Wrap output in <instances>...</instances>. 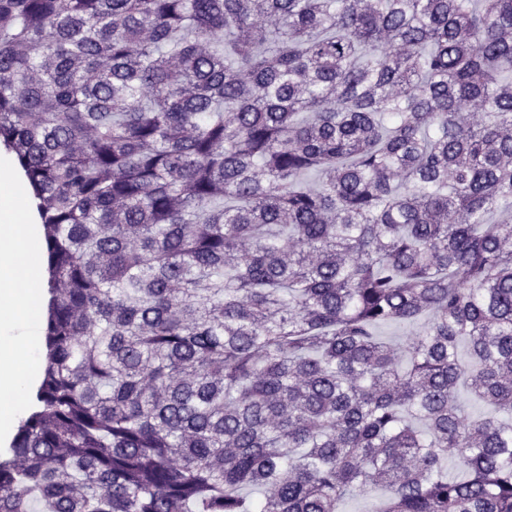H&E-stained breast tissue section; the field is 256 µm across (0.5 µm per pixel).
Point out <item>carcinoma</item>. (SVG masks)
<instances>
[{
	"label": "carcinoma",
	"instance_id": "obj_1",
	"mask_svg": "<svg viewBox=\"0 0 512 512\" xmlns=\"http://www.w3.org/2000/svg\"><path fill=\"white\" fill-rule=\"evenodd\" d=\"M1 145L50 298L0 512H512V0H0ZM422 326L423 321H417L415 323H392L379 326L377 328V334L383 339L403 347L407 336L418 333L421 331Z\"/></svg>",
	"mask_w": 512,
	"mask_h": 512
}]
</instances>
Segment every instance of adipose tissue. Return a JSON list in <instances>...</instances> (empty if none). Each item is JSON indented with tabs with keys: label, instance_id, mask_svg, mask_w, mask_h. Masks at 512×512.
Returning <instances> with one entry per match:
<instances>
[{
	"label": "adipose tissue",
	"instance_id": "1",
	"mask_svg": "<svg viewBox=\"0 0 512 512\" xmlns=\"http://www.w3.org/2000/svg\"><path fill=\"white\" fill-rule=\"evenodd\" d=\"M36 214L24 176L12 155L0 148V446H6L15 421L35 385L31 357L41 335L42 272L37 265ZM26 269V287L16 274Z\"/></svg>",
	"mask_w": 512,
	"mask_h": 512
}]
</instances>
